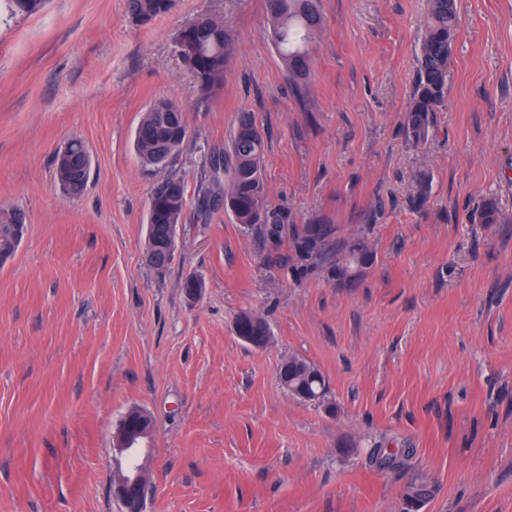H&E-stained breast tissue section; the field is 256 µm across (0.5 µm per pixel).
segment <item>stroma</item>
<instances>
[{"label": "stroma", "instance_id": "1", "mask_svg": "<svg viewBox=\"0 0 512 512\" xmlns=\"http://www.w3.org/2000/svg\"><path fill=\"white\" fill-rule=\"evenodd\" d=\"M311 77L296 91L264 0H174L135 25L128 0H0V211L27 232L0 268V512H122L115 433L133 407L156 429L137 453L144 512H512V0H457L447 106L426 146L402 123L426 0H320ZM233 43L223 88L201 100L177 38L198 15ZM158 102L191 134L174 163L142 166L134 134ZM258 117L270 200L295 224L367 233L357 287L303 272L289 247L224 209L205 179L239 113ZM81 139L80 196L55 159ZM431 193L412 203L422 176ZM176 176L186 206L173 260H144L148 199ZM203 280L198 301L183 284ZM265 319L261 348L236 317ZM297 355L324 402L278 380ZM401 451L377 467L373 448ZM239 317H242L249 322L251 336H247L248 334L246 330L241 329L240 324L235 322L234 330L236 335L241 340L245 341L248 344H251L254 347L259 348L265 346V339L263 338L262 340H260L258 336H270V330L266 321L249 312H243L238 316V318ZM294 363V377L288 384H282L288 394L304 402H320L327 392L326 381L320 371L304 358L291 356ZM306 399H304V398ZM432 483L424 475H417L407 485L405 497L411 505L425 503L434 495Z\"/></svg>", "mask_w": 512, "mask_h": 512}]
</instances>
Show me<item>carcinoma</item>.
Returning a JSON list of instances; mask_svg holds the SVG:
<instances>
[{
  "label": "carcinoma",
  "instance_id": "1",
  "mask_svg": "<svg viewBox=\"0 0 512 512\" xmlns=\"http://www.w3.org/2000/svg\"><path fill=\"white\" fill-rule=\"evenodd\" d=\"M172 0H128L131 18L150 21L167 13ZM45 0H9L15 14L39 11ZM272 23L271 38L289 76L298 86L310 71L309 44L322 26L318 0H266ZM459 17L455 0H427V13L416 54L413 96L405 119V134L415 144L429 137L434 114L445 106L448 86L454 74V50ZM195 47L193 61L184 64L194 73L202 99L209 98L224 82V67L230 52V39L224 25L214 16L197 18L190 28ZM168 111L180 115L177 125H168L163 113L148 108L142 115L134 136V148L140 161L151 167L168 166L190 134L184 111L167 105ZM265 142L253 112H242L230 135L224 155L210 159V177L227 176L224 208L236 223L251 228L260 226L262 234L274 240L288 234L290 249L307 268H325L339 284L352 287L375 262L368 238L350 239L337 236L333 224L285 225L288 217L271 207L264 175ZM186 206L185 186L179 178H169L155 188L149 200V224L146 249L157 252L162 260L174 240L176 225ZM475 219L481 224H503L497 203L486 200ZM26 231L22 213L0 212V251L15 255ZM253 336L270 335L265 320L243 312ZM294 377L285 385L288 394L298 400L320 402L327 392L320 371L304 358L293 356ZM434 495L432 483L417 475L407 485L405 497L410 504H421Z\"/></svg>",
  "mask_w": 512,
  "mask_h": 512
}]
</instances>
